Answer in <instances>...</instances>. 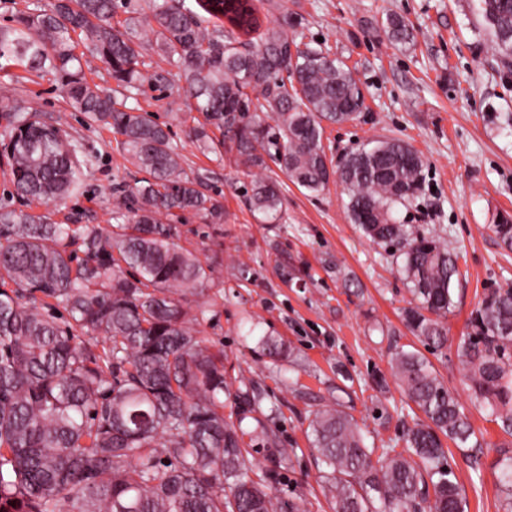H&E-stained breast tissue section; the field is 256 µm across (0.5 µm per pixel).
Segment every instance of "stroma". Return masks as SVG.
Wrapping results in <instances>:
<instances>
[{"instance_id":"obj_1","label":"stroma","mask_w":512,"mask_h":512,"mask_svg":"<svg viewBox=\"0 0 512 512\" xmlns=\"http://www.w3.org/2000/svg\"><path fill=\"white\" fill-rule=\"evenodd\" d=\"M476 0H262L263 25L299 19L310 38L353 70L366 108L355 120L326 124V153L339 157L368 140L404 141L426 159L422 192L398 208L404 224L441 226L448 245L460 255L462 278L455 286V308L448 316V345L424 350L401 320L411 295L386 260L380 245L366 240L352 224L339 182L311 193L284 183L285 219L263 223L248 207L252 177L224 149L201 152L187 136L194 114L177 85H142L132 106L171 129L184 167L200 177L224 206V221L207 223L187 214L181 242L202 262L219 261L214 279L195 296L207 319L200 325L206 345L224 352L229 377H245L278 406L269 423L278 448L289 460L274 467V452L254 446L257 468H277L276 493L283 500L303 498L308 512H332L333 489L325 482L306 436L308 416L324 404H341L368 443L395 438L405 421L404 396L391 375L392 345L424 351L458 397L487 444L479 459L467 458L446 442L447 460L465 493L468 512H501L495 464L512 452V438L476 410L464 384L456 345L469 331V318L487 289L512 286V254L499 246L490 224L512 214V72L505 71L487 43L490 36L476 13ZM402 17L414 40L392 43L383 23ZM117 19L134 18L137 38L153 68L176 72L150 35L152 17L145 0H127ZM0 102L43 119L63 114L71 138L92 150L80 194L49 203L53 221L71 216L109 228L117 177L132 173L116 149L111 131L86 125L69 111L54 74L24 71L0 60ZM288 256L294 279H283L277 254ZM247 265L251 279L240 281L228 256ZM338 261L340 271L325 267ZM278 340L284 357L272 360L262 337Z\"/></svg>"}]
</instances>
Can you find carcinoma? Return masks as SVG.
Here are the masks:
<instances>
[{"label": "carcinoma", "mask_w": 512, "mask_h": 512, "mask_svg": "<svg viewBox=\"0 0 512 512\" xmlns=\"http://www.w3.org/2000/svg\"><path fill=\"white\" fill-rule=\"evenodd\" d=\"M479 2L492 52L512 67V0ZM148 8L156 46L205 117L190 130L198 147L215 149L212 127L248 169L270 159L312 193L336 177L351 222L390 247L412 295L405 326L433 351L445 348L459 254L436 228L414 231L395 217L418 197L422 154L380 138L334 161L323 145V122L365 110L349 66L301 31L262 27L254 0H148ZM115 14V0H49L0 26V60L51 70L70 108L119 135V153L147 173L129 190L116 187L110 230L57 224L29 207L78 192L92 158L60 121L0 110V148L24 201L0 209V512H307L301 498L279 499L276 472L249 458L255 440L275 447L267 422L279 409L245 379L227 380L223 355L192 329L206 310L187 297L215 266L179 243L177 222L192 212L221 224L224 207L186 172L168 128L127 105L144 81L170 79L143 74L131 23L113 22ZM384 27L397 44L413 41L397 16ZM80 47L123 94L86 80ZM249 204L270 224L283 219L273 179L253 180ZM489 229L512 251L511 216ZM470 327L457 357L471 403L512 437V287L485 292ZM390 367L422 418L387 445H366L339 406L309 415L334 512H468L442 438L473 450L483 434L426 358L400 348ZM226 396L233 418L224 417ZM248 418L254 426L243 425ZM497 466L502 512H512V455Z\"/></svg>", "instance_id": "1"}]
</instances>
